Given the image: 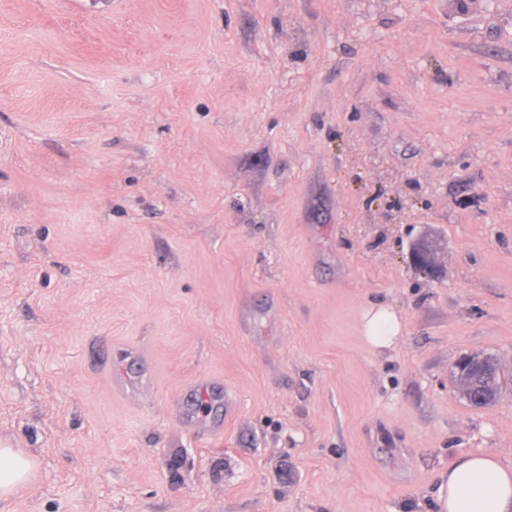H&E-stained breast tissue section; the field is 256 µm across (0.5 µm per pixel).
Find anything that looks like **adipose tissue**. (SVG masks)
Instances as JSON below:
<instances>
[{
	"instance_id": "obj_1",
	"label": "adipose tissue",
	"mask_w": 512,
	"mask_h": 512,
	"mask_svg": "<svg viewBox=\"0 0 512 512\" xmlns=\"http://www.w3.org/2000/svg\"><path fill=\"white\" fill-rule=\"evenodd\" d=\"M37 467L34 456L0 448V501L30 484ZM434 505L435 512H512V467L489 452L461 456L438 472Z\"/></svg>"
}]
</instances>
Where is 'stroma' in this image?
Listing matches in <instances>:
<instances>
[{
  "label": "stroma",
  "instance_id": "obj_1",
  "mask_svg": "<svg viewBox=\"0 0 512 512\" xmlns=\"http://www.w3.org/2000/svg\"><path fill=\"white\" fill-rule=\"evenodd\" d=\"M476 353L512 376V0H0V512H434L512 466ZM398 329L397 317L388 309L380 308L367 314L366 337L376 348L389 346ZM500 364L498 360L491 355H466L462 357L455 365L459 373H462L464 376H471L474 372L478 370H483L486 368H500ZM37 467L34 456L18 448H0V501L9 500L20 487L30 484ZM435 512H511L512 467L489 452L463 455L437 473Z\"/></svg>",
  "mask_w": 512,
  "mask_h": 512
}]
</instances>
